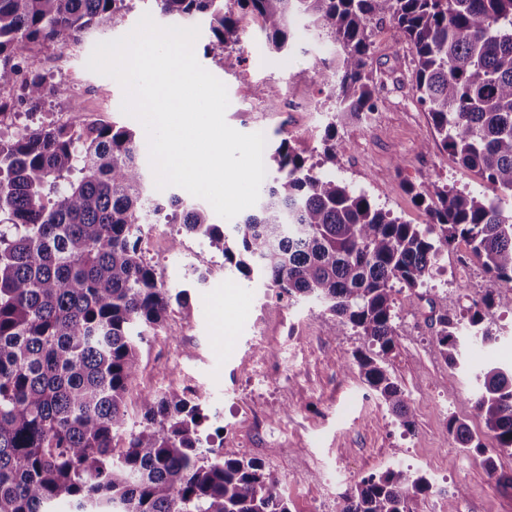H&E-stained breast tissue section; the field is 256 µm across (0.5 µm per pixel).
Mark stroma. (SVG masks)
Returning <instances> with one entry per match:
<instances>
[{
	"instance_id": "obj_1",
	"label": "stroma",
	"mask_w": 512,
	"mask_h": 512,
	"mask_svg": "<svg viewBox=\"0 0 512 512\" xmlns=\"http://www.w3.org/2000/svg\"><path fill=\"white\" fill-rule=\"evenodd\" d=\"M129 6L123 27L95 26L64 49L50 43L32 46L34 63L52 82L72 92L68 98L47 99L38 106L37 117L59 121L61 113L71 111L76 97L83 111L144 135L143 125L120 109L121 85L86 67L96 43L126 35L143 13L152 14L162 26L178 23L177 18L159 14L154 0H130ZM194 24L200 29L196 58L226 85L225 119L235 130L262 132L271 147L289 138L324 174L410 224L427 221L413 190L429 179L512 212L511 194L434 146L430 117L412 87L410 52L397 43L391 24L381 25L373 36V78L379 98L375 118L338 126L336 138L343 152L333 165L323 160L326 121L320 112L330 109L333 101L321 79L307 84L310 102L320 109L306 116L284 112L260 120L251 110L248 90L262 82L284 86L292 72L310 71L330 61L333 44L297 16L288 54L266 50L259 26L253 25L240 45L217 58L204 52L210 41L208 20L199 17ZM150 232L145 258L165 287H188L191 312L174 311L165 328L143 345L141 372L126 395L130 422L140 419L142 388L160 393L188 385L202 391L206 413L217 415L224 428L225 447L262 462L290 512H338L347 489L368 475L396 467L423 474L431 484L415 497L414 512H445L450 501L457 512H512V488L498 481L502 475L512 478V448L496 450L499 476L494 479L481 457L463 451L448 431L453 416L481 430L474 409L475 376L490 362L512 365V309L507 307L494 309L490 317L497 341L465 345L460 366H449L434 341L435 311L467 315L488 288H503L484 272L465 242L441 252L422 287L394 295L396 338L387 367L414 416L415 427L408 433L359 375L353 355L364 345L361 336L351 331L328 334L318 305L278 296L262 280L237 272L192 286L193 275L185 270L172 238L195 246L210 265L223 263L222 253L177 224L161 220ZM462 266L467 282L461 287L456 278Z\"/></svg>"
}]
</instances>
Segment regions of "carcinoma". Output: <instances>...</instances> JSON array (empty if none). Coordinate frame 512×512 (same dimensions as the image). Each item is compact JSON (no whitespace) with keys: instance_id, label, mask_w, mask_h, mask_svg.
I'll list each match as a JSON object with an SVG mask.
<instances>
[{"instance_id":"obj_1","label":"carcinoma","mask_w":512,"mask_h":512,"mask_svg":"<svg viewBox=\"0 0 512 512\" xmlns=\"http://www.w3.org/2000/svg\"><path fill=\"white\" fill-rule=\"evenodd\" d=\"M160 12L206 16V53L240 44L242 22L260 19L265 46L285 53L289 18L306 15L336 54L323 74L336 111L360 122L377 109L371 80L373 25L387 20L409 47L417 100L430 113L435 145L512 194V0H155ZM126 0H0V88L19 86L36 107L50 81L31 46L66 48L93 26L124 24ZM324 161L342 153L336 122L324 129ZM265 162L276 171L253 211L224 225L171 195L150 199L136 133L99 121L50 122L0 132V512H290L261 463L215 445L199 398L176 389L147 393L128 426L125 395L140 372L139 346L188 291L164 286L140 248L147 212L209 241L224 263L259 273L278 296L317 304L329 332L348 328L367 349L354 359L366 385L400 426L414 427L385 358L395 347L394 285H424L442 250L460 240L486 272L512 283V214L486 199L423 184L414 194L426 227L408 224L315 172L287 139ZM512 296L493 289L467 323L448 311L432 322L441 355L460 363V331L483 344L485 324ZM474 403L483 434L458 418L448 431L483 456L512 447V366L478 376ZM427 488L400 467L362 479L340 512H412Z\"/></svg>"}]
</instances>
